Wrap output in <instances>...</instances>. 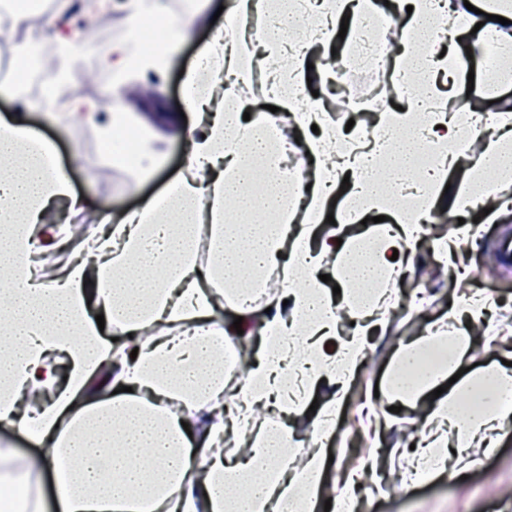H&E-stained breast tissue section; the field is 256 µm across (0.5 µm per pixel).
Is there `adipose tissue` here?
Returning a JSON list of instances; mask_svg holds the SVG:
<instances>
[{
    "label": "adipose tissue",
    "mask_w": 512,
    "mask_h": 512,
    "mask_svg": "<svg viewBox=\"0 0 512 512\" xmlns=\"http://www.w3.org/2000/svg\"><path fill=\"white\" fill-rule=\"evenodd\" d=\"M411 22L393 62L414 88L404 110L378 113L377 135L355 142L327 112L299 106L304 79L319 86L334 67L308 72L316 45H329L334 23L351 15L372 25L373 9L353 0H317L309 26L316 44L301 55L262 43L270 81L264 100H242L252 78L249 55L215 33L182 78L187 111L183 172L161 195L75 237L53 212L83 211L55 147L20 120L0 119V421L35 442V463L13 464L0 448V483L41 488L52 476L59 512H342L379 457L360 460L342 480L325 478L324 443L346 389L383 329L388 282L413 266L429 212L457 217L498 207L512 181V113L473 111L443 101L438 76L468 62L459 37L476 34L512 55V0H495L481 28L458 24L456 0H408ZM195 23L191 5L157 21V43H113L107 59L113 92L142 71H158ZM292 112L304 138L294 150L312 162L302 178L288 167V140L271 107ZM442 149L435 173L413 160ZM468 159L479 191L444 198L449 172ZM345 224L323 230L333 201ZM392 216L355 236L346 224ZM207 243L206 260L198 246ZM70 245L56 278L37 254ZM157 272L145 280L143 263ZM331 274L341 289L321 281ZM104 324H97V317ZM241 318L230 336L225 319ZM258 338L240 378L224 372V344L234 352ZM466 336L436 329L398 348L381 398L414 409L428 403V429L415 438L407 480L423 484L457 475L476 438L512 420V367L492 363L452 392L439 393ZM332 389L317 412L310 402ZM235 396L232 411L224 401ZM272 415L268 425L255 412ZM309 421L313 448L289 447L292 430ZM234 438L226 449L225 438ZM150 462L135 463L140 449Z\"/></svg>",
    "instance_id": "ef3b65f1"
}]
</instances>
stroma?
Segmentation results:
<instances>
[{"instance_id": "1", "label": "stroma", "mask_w": 512, "mask_h": 512, "mask_svg": "<svg viewBox=\"0 0 512 512\" xmlns=\"http://www.w3.org/2000/svg\"><path fill=\"white\" fill-rule=\"evenodd\" d=\"M230 0H210L208 8L197 18L187 38L168 56L163 75L145 78L133 75L121 90L123 109L136 125L153 134L163 152V162L148 179L123 165L105 163V151L100 143L95 123L80 128L52 120L55 102L46 95L31 96L15 89L13 82L0 80V115L19 114L39 135L51 141L59 153L78 194L90 208L111 219H119L161 190L176 177L182 166L184 139L182 125L170 122L169 113L181 110L182 72L190 68L207 41L208 28L219 6ZM82 12L72 13L67 23L68 37L79 47L78 53L64 57L63 62L75 75H88V82L77 93L84 100L103 104L112 97L108 68L101 62L94 42L85 35L81 24ZM502 233L512 234V207L499 217H481L471 225L463 248L471 269L470 286L488 296L493 311L512 309V264L494 257V239ZM430 240H423L417 260L434 270L430 280L415 281L413 275L398 277L390 285L393 303L387 310L388 325L373 339L368 363L358 369L348 387L341 419L325 448L327 453L340 456L342 444L361 437L364 446L372 439L362 436L361 402L376 384L382 383L392 356L400 342L421 335L432 321H440L449 335L467 333L466 325L450 317L448 304L456 296L450 287L451 277L446 268L429 253ZM434 295L426 312L416 314L409 308L411 290ZM407 436L400 431L389 433L387 450L380 458L388 490L372 500V512H512V423L504 424L497 447L488 448L474 443L467 451L468 468L465 477H449L424 485H410L405 480L410 461L404 452Z\"/></svg>"}]
</instances>
